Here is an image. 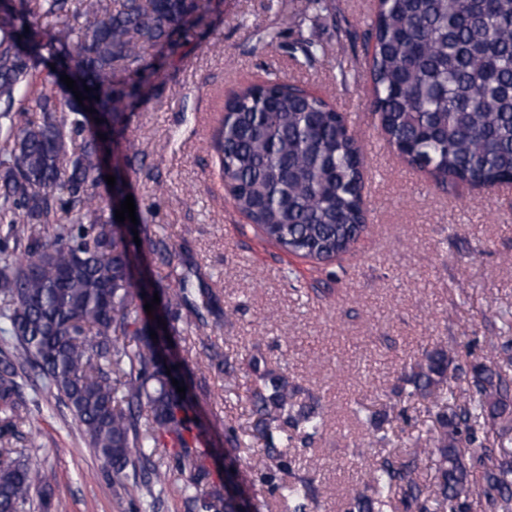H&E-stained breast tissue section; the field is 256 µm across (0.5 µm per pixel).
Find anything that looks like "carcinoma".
I'll use <instances>...</instances> for the list:
<instances>
[{
    "label": "carcinoma",
    "instance_id": "carcinoma-1",
    "mask_svg": "<svg viewBox=\"0 0 512 512\" xmlns=\"http://www.w3.org/2000/svg\"><path fill=\"white\" fill-rule=\"evenodd\" d=\"M70 0H15L0 15V116L7 117L30 87L33 72L59 57L74 60L91 88L98 124L61 95L35 98L40 116L0 136V512H63L53 503L51 470L39 473L31 496L29 461L12 441L30 415L17 377L46 381L56 406L77 424L86 447L102 460L112 483L133 502L179 474L198 512H242L241 500L210 479L196 446L191 401L172 380L185 358H156L160 339L141 317L142 300L161 281L136 278L139 247L171 263L166 244L141 227V245L116 221L126 198V167L137 158L132 141L114 146L116 184L94 191L103 152L122 132L126 112L157 86L152 52L174 56L208 24L205 0H89L72 12ZM310 24L332 12L331 0H308ZM40 52L15 51L20 35ZM371 49L370 111L382 112L387 144L408 164L430 167L443 188L456 183L495 187L512 178V0H380L361 34ZM291 50L303 62L320 48L299 37ZM214 137L221 183L232 205L268 239L317 261L348 252L366 228L361 207L363 153L347 120L317 97L304 96L277 72L262 84L230 92ZM106 136L102 140L98 135ZM79 148H73L75 139ZM187 305L172 288L161 307L165 333ZM494 359L462 361L439 345L405 365L397 391L402 404L426 400L437 426L422 453L437 456L436 481L415 477L418 457L381 458L344 512H512V339L491 343ZM248 399L266 440L250 458V485L267 488L288 512H316L314 475L288 465L296 441L321 435L319 400L283 369L260 368ZM234 370L216 350L198 370ZM464 385L455 391L451 381ZM169 449L155 457L156 448Z\"/></svg>",
    "mask_w": 512,
    "mask_h": 512
}]
</instances>
